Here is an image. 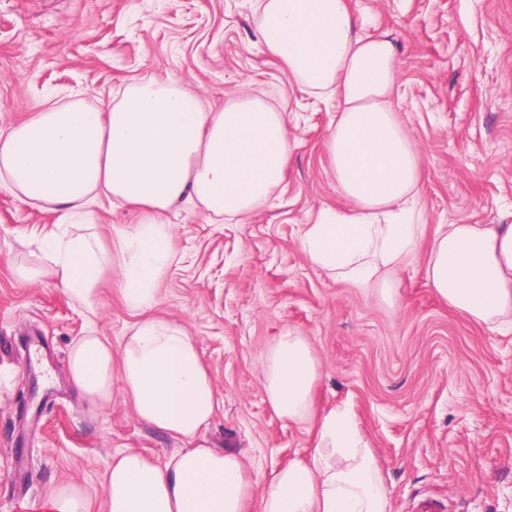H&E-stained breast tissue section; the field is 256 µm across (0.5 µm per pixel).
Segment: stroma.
<instances>
[{
    "instance_id": "stroma-1",
    "label": "stroma",
    "mask_w": 512,
    "mask_h": 512,
    "mask_svg": "<svg viewBox=\"0 0 512 512\" xmlns=\"http://www.w3.org/2000/svg\"><path fill=\"white\" fill-rule=\"evenodd\" d=\"M359 31L398 48L389 101L420 151L425 234L380 288H358L309 263L300 235L323 206L349 208L326 140L335 99L300 87L261 43L259 0H0V126L42 101L65 103L155 73L200 91L213 109L264 94L287 112L294 147L280 186L241 221L185 205L173 217L175 262L154 315L180 320L200 347L218 408L210 447L245 454L247 476L311 454L322 417L347 410L377 455L390 512L430 495L443 512H512V330L490 332L426 283L442 224H512V0H347ZM51 213L0 193V512H22L60 483L105 512L104 477L129 448L164 459L183 440L154 431L121 394L101 411L67 380L72 344L96 330L113 353L139 312L107 273L92 308L50 278L19 282ZM307 336L322 365L314 414L273 411L258 377L278 336Z\"/></svg>"
}]
</instances>
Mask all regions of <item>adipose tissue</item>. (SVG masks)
Returning a JSON list of instances; mask_svg holds the SVG:
<instances>
[{"label": "adipose tissue", "instance_id": "obj_1", "mask_svg": "<svg viewBox=\"0 0 512 512\" xmlns=\"http://www.w3.org/2000/svg\"><path fill=\"white\" fill-rule=\"evenodd\" d=\"M347 0H261L267 52L307 89L335 97L340 117L327 140L332 170L355 209H319L303 228L306 259L359 288L378 284L419 248L420 153L388 97L398 51L360 35ZM284 112L255 95L206 108L179 81L156 74L113 89L101 108L76 99L43 104L22 123L0 127V191L52 211L54 230L37 241L44 262L21 280L50 276L88 306L106 270L116 271L128 308L143 312L120 357L87 333L70 350L72 387L92 406L113 393L140 421L186 440L157 460L126 450L105 473L106 512H389L379 461L347 411L326 415L311 459L296 458L263 483L246 477L245 456L206 447L217 398L196 340L174 319L156 318L159 283L172 265L168 215L191 203L207 215L241 218L268 198L288 167ZM140 211L112 227L103 248L90 218L102 203ZM426 283L449 307L498 332L512 327V224H451L434 239ZM322 376L307 337H278L260 381L278 417L311 412Z\"/></svg>", "mask_w": 512, "mask_h": 512}]
</instances>
